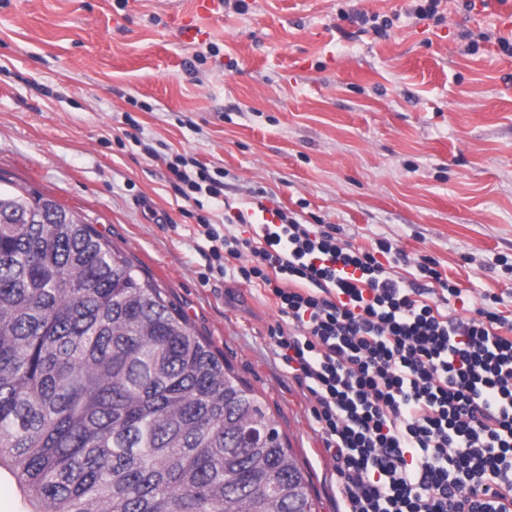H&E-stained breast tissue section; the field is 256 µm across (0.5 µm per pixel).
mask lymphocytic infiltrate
<instances>
[{"label": "lymphocytic infiltrate", "mask_w": 512, "mask_h": 512, "mask_svg": "<svg viewBox=\"0 0 512 512\" xmlns=\"http://www.w3.org/2000/svg\"><path fill=\"white\" fill-rule=\"evenodd\" d=\"M162 161L186 202L223 196L224 170ZM227 222L251 237L203 223L209 256L220 272L238 260L237 276L286 317L271 339L314 402L337 512H512V319L499 297L470 317L464 289L431 260L417 268L434 294L395 276L386 240L356 248L280 208L263 224L241 210Z\"/></svg>", "instance_id": "f902f5d3"}]
</instances>
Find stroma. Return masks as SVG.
<instances>
[{
	"label": "stroma",
	"instance_id": "35a3bbf8",
	"mask_svg": "<svg viewBox=\"0 0 512 512\" xmlns=\"http://www.w3.org/2000/svg\"><path fill=\"white\" fill-rule=\"evenodd\" d=\"M0 0V175L71 210L168 290L196 331L265 401L306 469L319 512H336V463L313 403L273 352V296L209 269L201 219L264 191L343 240L390 242L512 318V56L498 38L512 0ZM393 19L388 37L348 20ZM196 20L201 34L180 27ZM478 48L468 51L469 40ZM142 146L124 137L126 117ZM224 168V198L174 190L145 146Z\"/></svg>",
	"mask_w": 512,
	"mask_h": 512
}]
</instances>
